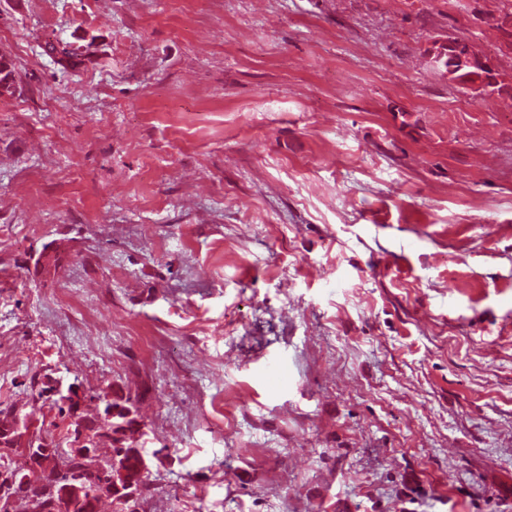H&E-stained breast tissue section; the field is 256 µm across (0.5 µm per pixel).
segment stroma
Segmentation results:
<instances>
[{"label":"stroma","mask_w":512,"mask_h":512,"mask_svg":"<svg viewBox=\"0 0 512 512\" xmlns=\"http://www.w3.org/2000/svg\"><path fill=\"white\" fill-rule=\"evenodd\" d=\"M506 10L0 0V412L137 395L139 512H512V101L429 55Z\"/></svg>","instance_id":"obj_1"}]
</instances>
